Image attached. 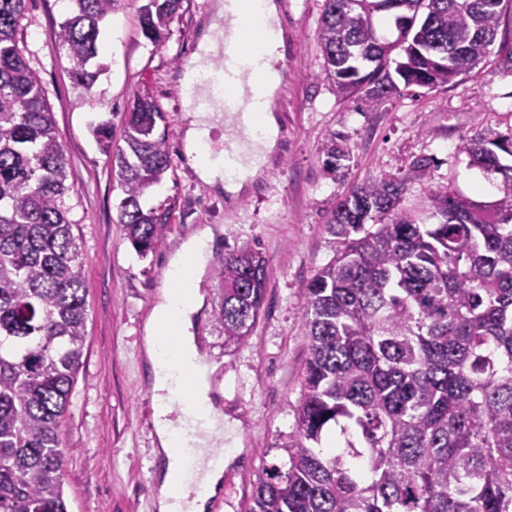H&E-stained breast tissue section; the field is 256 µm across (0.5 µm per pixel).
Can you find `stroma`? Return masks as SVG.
Segmentation results:
<instances>
[{
	"label": "stroma",
	"mask_w": 512,
	"mask_h": 512,
	"mask_svg": "<svg viewBox=\"0 0 512 512\" xmlns=\"http://www.w3.org/2000/svg\"><path fill=\"white\" fill-rule=\"evenodd\" d=\"M215 2L183 0L156 46L140 27L148 0H121L101 32L104 71L89 90L72 79L57 37L67 0H27L18 28V46L45 92L69 164L65 204L84 257L87 336L61 425L70 512H154L153 395L144 382L140 336L169 260L199 230L213 231L215 260L202 278L205 304L194 333L199 352L218 366L212 385L235 426L224 441L223 489L208 512H247L258 475L286 461L279 444L296 428L308 342L305 289L335 256L325 226L338 197L365 179L389 177L405 180L400 206L408 212L428 210L431 195L448 190L477 204L497 197L499 176L470 166L462 147L491 131H512V77L491 59L458 84L412 87L367 109L325 77L317 41L322 0H284L279 10L290 65L271 104L279 135L262 172L236 195L203 183L183 148L181 79ZM142 94L165 116L173 158L162 184L145 199L146 206L170 211L171 219L144 259L117 222L122 191L90 133L92 122L108 119L113 143H121L122 114ZM331 131L349 152L340 176L324 166ZM422 157L431 165L420 174L412 163ZM244 246L262 252L271 279L250 335L228 346L215 315L223 289L216 260Z\"/></svg>",
	"instance_id": "obj_1"
}]
</instances>
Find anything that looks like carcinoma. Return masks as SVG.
I'll return each mask as SVG.
<instances>
[{
  "instance_id": "obj_1",
  "label": "carcinoma",
  "mask_w": 512,
  "mask_h": 512,
  "mask_svg": "<svg viewBox=\"0 0 512 512\" xmlns=\"http://www.w3.org/2000/svg\"><path fill=\"white\" fill-rule=\"evenodd\" d=\"M512 0H323L318 45L340 94L377 109L400 88H436L491 54ZM26 0H0V512H69L60 427L84 355L83 257L67 217L70 176L43 90L17 47ZM58 39L87 89L101 24L117 0H69ZM181 0H149L141 23L165 38ZM391 16L397 39H375ZM148 96L124 113L112 160L118 223L141 257L170 213L144 208L172 166ZM105 148L112 124L92 125ZM331 131L324 166L347 154ZM469 165L500 174L499 198L430 197L429 224L403 212L402 179L342 194L325 224L338 246L306 288L307 354L296 429L253 485L248 512H512V133L464 141ZM374 222L375 229L367 227ZM217 321L243 341L271 272L258 250L224 256Z\"/></svg>"
}]
</instances>
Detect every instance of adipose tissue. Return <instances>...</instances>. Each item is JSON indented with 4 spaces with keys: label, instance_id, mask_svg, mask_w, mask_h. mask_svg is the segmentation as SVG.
I'll return each mask as SVG.
<instances>
[{
    "label": "adipose tissue",
    "instance_id": "obj_1",
    "mask_svg": "<svg viewBox=\"0 0 512 512\" xmlns=\"http://www.w3.org/2000/svg\"><path fill=\"white\" fill-rule=\"evenodd\" d=\"M189 117L183 140L185 154L192 167L204 183L224 182L226 190L233 194L242 191L247 178L254 176L265 164L278 137L277 119L271 109H264L260 114L262 136L259 149L248 161L243 176L228 182L217 165L201 157V148L210 139L213 129L210 115L194 107L190 109ZM213 241L211 229H202L188 239L171 258L169 285L161 289L158 301L143 327L142 349L149 368L148 382L156 404L154 453L159 459V468L154 506L157 512H207L210 500L219 494L223 485V467L212 465L203 458L198 468L202 493L193 497L178 493L176 484L180 478V468L174 455L178 445L188 442L196 444L204 437L212 442L224 438V414L210 397L213 368L200 355L193 332L194 317L204 306L200 283L212 254ZM165 327L172 330L171 339H162L160 332ZM174 370L188 372L190 376L188 393L206 412L204 436H187L184 428L175 425L170 419L172 407L168 393L170 373Z\"/></svg>",
    "mask_w": 512,
    "mask_h": 512
}]
</instances>
